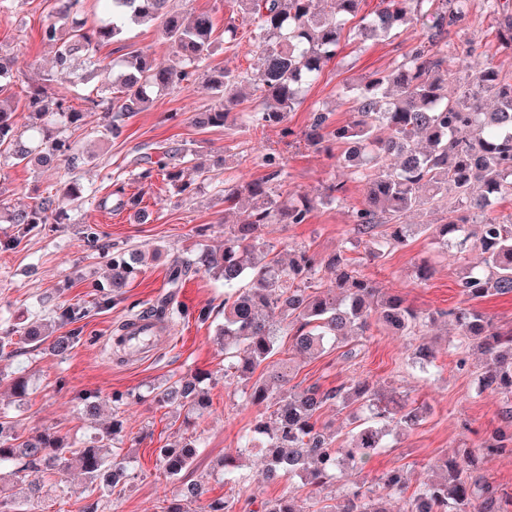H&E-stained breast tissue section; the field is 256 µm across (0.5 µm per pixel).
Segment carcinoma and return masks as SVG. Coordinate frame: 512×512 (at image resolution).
Listing matches in <instances>:
<instances>
[{"mask_svg": "<svg viewBox=\"0 0 512 512\" xmlns=\"http://www.w3.org/2000/svg\"><path fill=\"white\" fill-rule=\"evenodd\" d=\"M169 0H101L103 17L92 22L82 16V0H55L53 11L41 31L42 42L54 49V68L43 75V84L32 87L23 99L13 92L17 76L7 58L0 55V157L14 164L62 162L71 170L88 161L77 142L66 135L84 122L85 112L49 93L57 83L72 82L73 62L100 44H118L129 70L121 72L110 86L86 98L89 109L99 113L101 133L122 134L125 119L146 109L154 91L180 89L208 59L214 25L207 14L185 24L167 10ZM235 0L240 11L256 23L258 64L262 68L260 103L248 115L257 125H283L282 134L294 135L285 126L288 113L302 103L304 92L323 68L351 42L359 46L371 38H388L408 28L424 15V8L437 5L432 25L407 55L386 72L365 78L357 88V118L335 125L330 114L317 111L303 132L308 145L317 149L332 143L346 151L356 148L359 163L350 169L353 179L366 190L363 207L352 213V248L362 238L374 244V257L385 249L408 244L416 234L430 233L437 243L472 246L481 254L478 265L462 269L457 286L461 305L448 311L415 309L397 294H381L363 276L354 259L340 250L327 257L303 245L289 251L288 261L265 255L262 229L267 224H304L315 201L280 202L267 183L285 178L279 158L268 154L263 166L266 177L245 185L224 183V201L246 196L251 207L239 224L224 225V242L206 246L189 256H176L168 267L169 291L146 313L159 321L173 320L176 290L192 274L205 273L224 280V323L216 335L224 346L228 365L224 376L240 384L247 400L264 410L253 420L242 443L224 455V478L237 484L234 475L238 455L255 452L268 464V478H298L315 490L328 481L350 478L383 448V421L391 419L404 430H412L424 419L425 409L404 399L386 397L370 384L358 381L323 389L317 385L288 389V360H273L278 339L291 336L298 353L319 355L326 346L348 336H365L372 325L382 323L405 336H415L437 316H448L455 324L461 345L486 357L481 374L484 388L512 395V331H503L474 302L489 296L512 294V219L492 215L493 202L512 195V81L501 77L490 64L483 65L472 81L455 97L444 89L448 71L459 53L448 40V28L461 26L469 14L470 0H382L383 7L358 24L347 27L357 16L361 0ZM486 11L496 16L498 33L512 49V0H484ZM157 23L169 42L177 63L156 67L149 55L121 43L128 22ZM242 76L219 70L210 77L223 89L224 102L201 114V127H222L235 105L234 88ZM494 95L496 106L484 111L480 97ZM27 113L20 129L18 111ZM166 176L179 194L188 195L194 182L184 171L163 161L157 167H142L137 178L150 181L154 174ZM94 190L73 176L59 194L40 195L29 204L12 206L0 201V222L32 229L39 224H59L66 213L63 198L80 209ZM448 209L442 224H403L400 219L413 210L429 213ZM385 227L382 240L377 229ZM134 253L112 254V296L118 297L130 279L140 272ZM46 344L57 356H65L75 337L56 335L40 316L0 336V353L14 345ZM268 375L254 378L260 367ZM205 373L180 377L164 386H154L152 397L188 416L201 417L210 407L204 388ZM328 403L338 407L367 408L369 415L358 421L351 435L336 443L319 425V412ZM512 445V433L494 430L481 450L494 454ZM198 438L189 436L174 448L159 449L160 463L169 478H176L197 455ZM473 451L440 465L443 477L424 480L409 499L406 512H420L424 504L432 512H502L503 496L486 480L467 474ZM19 463V470L12 469ZM127 460L114 450L102 453L99 445L78 446L47 428L35 435L18 432L15 421L0 414V481L4 470L25 485L21 499L0 497V512H31L28 505L38 497L39 482L46 474L68 468L79 471L85 484L102 490L116 487ZM30 471L19 476L18 472ZM379 481L400 497L408 488L401 469L383 473ZM200 484L181 485L163 512H195L190 505L201 500ZM263 512H304L294 493L264 502ZM340 512H388L365 484L352 481Z\"/></svg>", "mask_w": 512, "mask_h": 512, "instance_id": "cac0c4a2", "label": "carcinoma"}]
</instances>
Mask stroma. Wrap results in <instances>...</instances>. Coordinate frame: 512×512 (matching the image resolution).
Wrapping results in <instances>:
<instances>
[{
  "label": "stroma",
  "mask_w": 512,
  "mask_h": 512,
  "mask_svg": "<svg viewBox=\"0 0 512 512\" xmlns=\"http://www.w3.org/2000/svg\"><path fill=\"white\" fill-rule=\"evenodd\" d=\"M52 4L53 0H25L19 8L0 10V49L13 54L21 78L16 95L40 84L53 65L52 50L40 39ZM170 6L188 21L202 13L212 17L216 42L207 61L209 69L248 75L238 88L237 104L226 125L200 128L192 122L196 113L217 106L222 99L202 75L187 87L155 93L153 104L126 119L122 135L115 139L100 136L98 113L87 112L84 126L73 137L94 155L93 162L78 174L84 184L96 187V197L81 211L71 212L66 223L42 224L24 235L15 226L0 223V331L38 315L53 321L56 333L76 337L71 352L62 358L34 345L0 358V412L13 416L21 432L48 427L81 443L94 441L97 434L83 415V396L97 398L102 424H110L116 415L124 422L119 443L128 458L124 483L89 496L77 478L66 474L46 477L38 499L41 512H80L91 499L98 501V512H163L167 500L185 482L203 483L211 499L231 496L220 463L237 448L258 409L248 403L240 387L224 379V351L215 336L217 324L224 319L223 283L204 273L187 279L177 291L180 317L166 340L140 360L118 361L112 344L116 328L165 293L172 257L215 244L223 239L225 225L242 218L248 199L233 206L225 203L223 183L244 184L265 177L261 159L266 154H276L287 173L286 178L269 184L275 198L296 202L307 197L317 202L307 223L265 227L270 255L283 257L289 248L301 245L324 255L341 249L352 227L351 209L360 206L364 187L337 164L335 151L311 148L299 133L319 109L330 112L334 123L351 122L357 107L355 87L372 73L390 70L425 33L419 22L400 35L367 41L362 48L344 46L318 81L306 89L302 104L289 113L288 125L294 134L285 137L280 127L255 126L246 119L257 104L261 84L249 16L237 11L233 0H170ZM231 25L236 35L227 34ZM448 37L461 52L456 73L448 79L449 93L459 92L488 61L512 79V50L500 45L496 20L486 13L483 0H471L466 24L450 28ZM123 41L159 65L172 60L170 45L156 26H129ZM187 147L199 150L205 160L223 155L224 169L211 172L208 179H196V189L189 195L176 194L158 176L148 182L135 179L137 157L156 160L163 156L175 165ZM68 178L62 167L16 166L0 158V197L13 205L56 191ZM335 181L346 184V200L341 205L325 199ZM119 185L126 195H141L150 214L147 223H138L131 212L114 205H103V198ZM90 227L99 232V243L87 241ZM106 245L138 250L146 256L141 273L118 297L111 296L108 288L111 270L102 251ZM355 254L362 275L377 287L401 295L416 308L443 313L461 300L460 266L479 260L475 249L445 250L427 233L378 259L361 248ZM424 264L432 266L434 273L422 282L415 273ZM59 303L78 311V320L56 323L53 309ZM421 343L433 347L434 368L424 370L411 363V349ZM280 344L282 358L292 361V386L330 388L360 380L425 407L426 415L415 429L391 426L380 453L365 464L361 477L374 491L382 489L379 476L392 469L407 470L410 489H417L443 459L464 448L476 450L484 433L502 424L503 395L479 387L482 358L459 350L454 323L445 315L414 336L376 329L369 337L328 348L315 358L293 354L288 336H281ZM351 347L357 351L352 358L346 355ZM462 358L467 361L463 367L458 364ZM197 371L209 375L205 386L211 406L189 428L172 408L153 401L147 388ZM20 375L29 380V394L18 403L9 383ZM191 432L201 438L198 456L178 480L165 479L159 448L174 446ZM240 463L246 491L240 494L234 512H250L248 497L253 493L265 500L295 492L305 512H333L343 502L346 486L342 480L332 481L316 494L297 480L266 481L259 456L244 454Z\"/></svg>",
  "instance_id": "1"
}]
</instances>
